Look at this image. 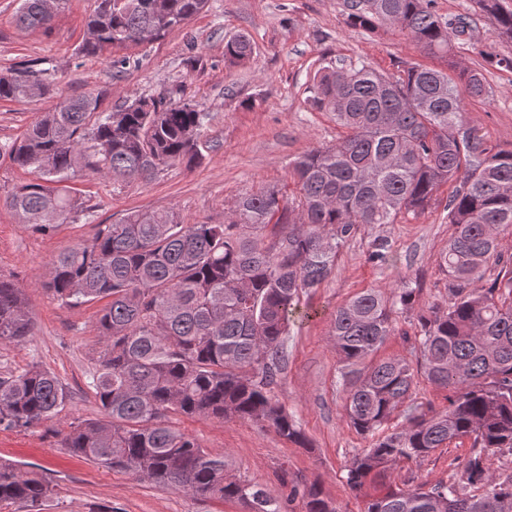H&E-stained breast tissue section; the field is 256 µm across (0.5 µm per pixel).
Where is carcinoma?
<instances>
[{"label":"carcinoma","instance_id":"1","mask_svg":"<svg viewBox=\"0 0 512 512\" xmlns=\"http://www.w3.org/2000/svg\"><path fill=\"white\" fill-rule=\"evenodd\" d=\"M499 36L512 41V5L477 0ZM207 0H97L78 51L159 39L200 12ZM434 0H343L347 25L390 28L424 53L455 57L469 46V22L442 17ZM47 0H21L23 29L51 27ZM250 39L224 44V61L253 57ZM46 70L0 73V101L52 94ZM311 105L330 112L346 135L314 146L289 164L295 193L259 188L237 198L222 224H187L172 210L135 211L98 224L93 237L59 254L42 287L63 303L106 301L98 329L106 338L88 387L102 416L70 424L63 447L86 461L129 471L195 495L237 500L248 512H338L316 485L270 497L228 474L170 415L243 420L273 430L301 448L310 443L275 389L300 298L336 270L339 249L358 231L417 218L449 186L444 209L454 232L438 266L451 281L448 307L419 318L416 362L376 358L396 331L397 314L418 289L408 279L367 288L336 308L331 337L350 380L345 412L369 447L346 466L358 491L387 476L401 460L471 442L457 478L434 485H390L365 512H512V262L499 258V230L512 227V147L505 149L465 117L466 98L489 97L479 69L458 62L438 69L411 62L386 75L361 60L319 69ZM206 114L185 99L139 98L108 112L93 94L61 97L18 140L0 146L32 179L13 188L6 205L36 233L47 235L88 211L68 181H149L158 172L201 163ZM277 229L265 240L267 227ZM499 266L488 288H473L489 264ZM24 289L0 275V345L32 335ZM448 391L441 410L410 404L394 415L419 379ZM69 395L57 375L38 365L0 374V429H27L61 413ZM33 471L0 462V504L33 508L53 496Z\"/></svg>","mask_w":512,"mask_h":512}]
</instances>
